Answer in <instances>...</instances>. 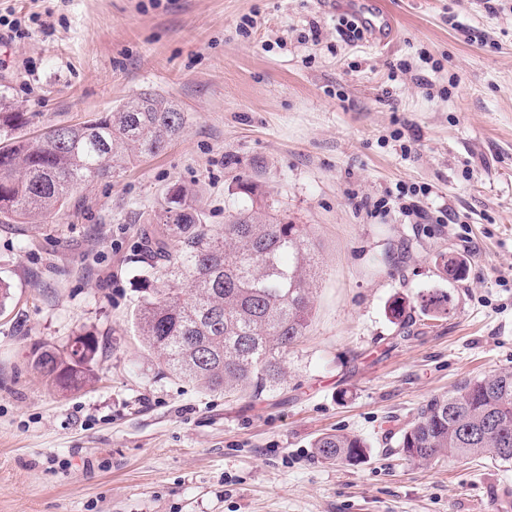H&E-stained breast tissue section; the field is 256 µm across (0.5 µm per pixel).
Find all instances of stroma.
Here are the masks:
<instances>
[{
  "label": "stroma",
  "mask_w": 512,
  "mask_h": 512,
  "mask_svg": "<svg viewBox=\"0 0 512 512\" xmlns=\"http://www.w3.org/2000/svg\"><path fill=\"white\" fill-rule=\"evenodd\" d=\"M383 3L397 34L376 50L317 0H0L23 31L0 37L17 136L143 91L188 114L57 214L0 223V512H512V464L418 463L396 444L433 396L512 367V0ZM244 181L316 259L309 327L260 395L171 375L135 324L161 285L146 218L181 188L224 224ZM400 182L454 223L359 206ZM435 290L448 315L422 311ZM80 334L98 342L92 375L54 388L33 352ZM336 430L367 442L362 463L316 455Z\"/></svg>",
  "instance_id": "stroma-1"
}]
</instances>
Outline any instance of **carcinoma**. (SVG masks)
Returning a JSON list of instances; mask_svg holds the SVG:
<instances>
[{
    "label": "carcinoma",
    "instance_id": "1",
    "mask_svg": "<svg viewBox=\"0 0 512 512\" xmlns=\"http://www.w3.org/2000/svg\"><path fill=\"white\" fill-rule=\"evenodd\" d=\"M23 123V113L0 102V218L15 223L50 216L81 186L160 153L185 128L187 113L161 94L141 92L95 120L52 127L35 140L12 136ZM240 189L250 207L218 227L202 223L188 194L175 190L144 237L145 254L163 264L165 281L138 309L140 336L170 373L213 391L281 385L288 349L304 336L313 307L311 242L272 213L254 186ZM423 306L446 314L448 296L428 294ZM96 354L95 339L78 336L67 356L45 349L34 363L69 389L85 382ZM313 448L326 461L355 465L368 445L338 430ZM398 448L420 462L450 456L512 463V368L430 399L401 431Z\"/></svg>",
    "mask_w": 512,
    "mask_h": 512
}]
</instances>
